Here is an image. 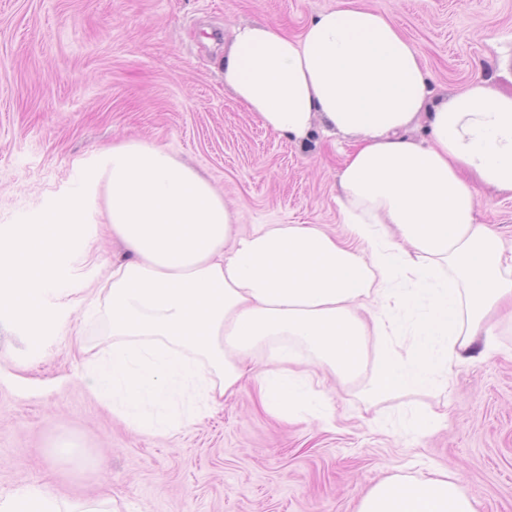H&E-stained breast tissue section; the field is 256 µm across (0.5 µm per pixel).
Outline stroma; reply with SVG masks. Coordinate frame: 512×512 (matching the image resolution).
Here are the masks:
<instances>
[{"mask_svg":"<svg viewBox=\"0 0 512 512\" xmlns=\"http://www.w3.org/2000/svg\"><path fill=\"white\" fill-rule=\"evenodd\" d=\"M359 6L390 16L420 51L439 101L477 76L512 94V0H0V226L34 223L61 198L88 201L95 237L46 302L40 345L0 318V497L43 486L76 500L107 495L116 512H355L378 481L458 474L481 512H512V322L483 361L450 384L370 408L335 387V421L317 429L265 412L252 381L200 422L145 433L79 380L77 343L103 347V316L84 299L122 252L90 191L123 139L168 151L204 176L243 224H320L345 236L336 174L353 137L314 121L291 142L263 128L224 88L233 26L299 37L318 12ZM478 219L512 246V197L482 186ZM417 402L445 417L405 432ZM382 425H375V415Z\"/></svg>","mask_w":512,"mask_h":512,"instance_id":"stroma-1","label":"stroma"}]
</instances>
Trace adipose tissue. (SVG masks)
I'll return each mask as SVG.
<instances>
[{
	"mask_svg": "<svg viewBox=\"0 0 512 512\" xmlns=\"http://www.w3.org/2000/svg\"><path fill=\"white\" fill-rule=\"evenodd\" d=\"M224 86L260 124L304 139L314 119L354 136L337 174L339 238L319 224H259L167 151L113 145L95 178L113 238L130 252L88 302L109 318L105 357L82 348L83 380L148 433L194 424L251 378L261 405L326 426L323 373L370 405L448 383L456 363L491 357L512 306V250L477 216L478 188L512 196V95L479 78L444 100L387 15L319 13L299 38L242 24ZM425 115L428 144L403 137ZM89 239L83 201L34 224L0 226V314L42 339V299ZM0 512H110L25 488ZM357 512H479L458 476H391Z\"/></svg>",
	"mask_w": 512,
	"mask_h": 512,
	"instance_id": "adipose-tissue-1",
	"label": "adipose tissue"
}]
</instances>
